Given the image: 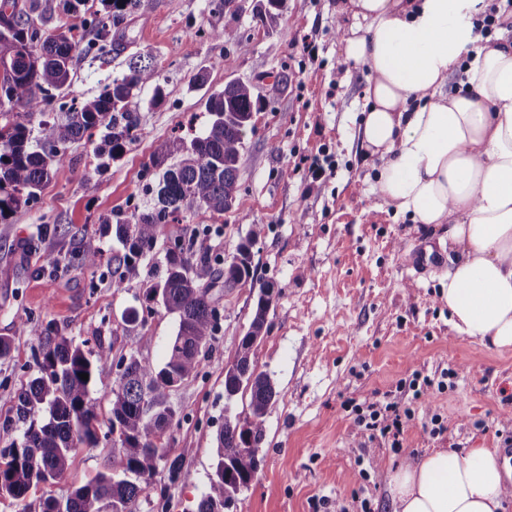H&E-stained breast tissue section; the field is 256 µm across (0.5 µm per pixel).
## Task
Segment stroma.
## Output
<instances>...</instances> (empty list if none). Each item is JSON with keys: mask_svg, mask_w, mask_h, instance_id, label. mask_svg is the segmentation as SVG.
<instances>
[{"mask_svg": "<svg viewBox=\"0 0 512 512\" xmlns=\"http://www.w3.org/2000/svg\"><path fill=\"white\" fill-rule=\"evenodd\" d=\"M264 8L263 0H245L234 13L215 11L212 0H142L113 31L120 51L103 62L75 59L67 99L97 95L125 72L129 54L141 52L153 57L166 101L151 105L147 90L135 99L136 138L109 165H100L94 139L69 144L66 165L37 200L0 223V336L11 344L0 358V450L20 442L16 397L41 374L31 322L88 348L101 341L163 364L177 318L146 298L150 263L138 278L113 287L118 245L105 220L143 204L157 148L201 133L209 122L207 94L239 80L252 86L262 108L244 138L237 202L221 216L186 213L165 227L156 246L164 254L175 238L204 224L216 232L199 236L198 249L228 259L253 239L256 282L280 289L254 357L279 397L265 417L264 462L235 512H336L340 505L358 512L364 498L373 512H392L390 468L437 448H502L503 432L512 430V349L452 336L441 296L448 257L437 249L438 231L378 207L373 164L357 136L368 72L341 61L336 0H281L276 22L266 26L257 18ZM224 29L248 39L249 52L219 39ZM306 41L317 47L314 58L301 52ZM201 71L207 83L193 87ZM326 155L332 175L311 181L310 163ZM37 234L39 252H24V240ZM90 246L101 252L93 269L80 264ZM211 296L218 329L201 349L197 376L168 398L177 417L160 452L178 459L180 469L172 477L158 465L137 512H195L225 414L249 412V393L225 401L224 368L249 326L257 291L215 288ZM128 309L138 311V322H123ZM449 369L458 376L445 391L416 399L401 386L414 371L437 377ZM118 377L110 363L90 386L101 423L96 445L80 446L61 477L33 486L24 500L0 494V512H42L46 499L66 502L106 471L115 451L107 420ZM349 399L412 405L402 450L361 434L343 407ZM433 412L445 420L443 434L425 425Z\"/></svg>", "mask_w": 512, "mask_h": 512, "instance_id": "1", "label": "stroma"}]
</instances>
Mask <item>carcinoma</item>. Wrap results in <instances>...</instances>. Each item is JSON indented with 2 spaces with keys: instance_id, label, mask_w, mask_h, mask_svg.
Returning <instances> with one entry per match:
<instances>
[{
  "instance_id": "obj_1",
  "label": "carcinoma",
  "mask_w": 512,
  "mask_h": 512,
  "mask_svg": "<svg viewBox=\"0 0 512 512\" xmlns=\"http://www.w3.org/2000/svg\"><path fill=\"white\" fill-rule=\"evenodd\" d=\"M106 14H92L84 28L94 31L84 41L73 29L47 28L48 18L39 0L29 10L17 0H0V222L7 223L20 208L34 202L54 170L66 160L68 144L103 129L95 145L102 159L116 160L136 138L138 116L133 100L152 89L151 102L165 101L162 76L149 55L129 56L127 72L105 84L102 91L81 101L64 103V112L45 116L43 107L69 85L77 56L105 61L109 26H118L126 14L137 10L141 0H102ZM40 12L42 26L31 19ZM40 53L32 52L33 46ZM210 116L206 131L190 140L175 137L165 143L153 159L154 178L143 186L150 197L143 208H135L115 224V237L125 246L116 258L113 287L140 275L142 262L150 256L165 225L191 208L212 215L230 211L240 194L239 165L247 129L252 127L258 100L249 88L229 81L224 89L205 100ZM43 116L32 126L35 115ZM254 240L239 244L231 261L218 253H196L193 239L174 241L155 262L159 271L147 296L159 300L178 317V328L167 346L166 359L156 367L136 359L128 362L112 388L110 428L123 437L122 451L112 455L107 471L78 488L63 506L48 499L43 512H136L155 474L159 449L157 432L166 424V399L172 388L199 372L202 346L217 326L216 309L209 291L217 286L236 288L254 283ZM274 282L259 285L252 320L239 341L234 360L224 369V396L232 400L250 391V420L239 424L224 418L216 438L214 471L209 489L197 512H226L249 488L262 459L242 453L259 448L264 437V418L277 401L278 392L267 375L256 371L255 341L261 339L267 315L278 292ZM30 335L43 350L41 375L17 396L18 419L29 422L19 444L0 453V490L16 500L25 498L34 484L47 483L67 470L71 455L82 445L97 442V405L89 396L95 371L111 360V348L98 342L85 350L66 336H51L38 322L30 324ZM88 374L83 380L80 374ZM46 406L48 420L37 425L34 415Z\"/></svg>"
}]
</instances>
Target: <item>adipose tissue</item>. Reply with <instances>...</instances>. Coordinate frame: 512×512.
I'll list each match as a JSON object with an SVG mask.
<instances>
[{
    "label": "adipose tissue",
    "mask_w": 512,
    "mask_h": 512,
    "mask_svg": "<svg viewBox=\"0 0 512 512\" xmlns=\"http://www.w3.org/2000/svg\"><path fill=\"white\" fill-rule=\"evenodd\" d=\"M336 13L344 63L368 72L373 192L443 229L452 334L512 348V0H339ZM505 471L490 449L442 448L390 471L387 489L393 512H501Z\"/></svg>",
    "instance_id": "ef3b65f1"
}]
</instances>
